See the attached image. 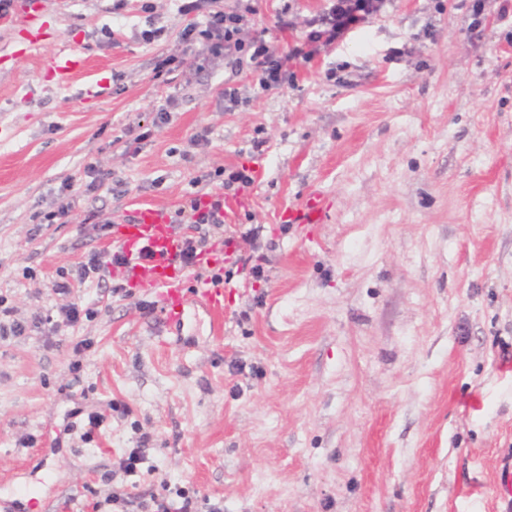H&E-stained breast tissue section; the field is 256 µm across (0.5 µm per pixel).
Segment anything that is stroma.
Listing matches in <instances>:
<instances>
[{"mask_svg": "<svg viewBox=\"0 0 512 512\" xmlns=\"http://www.w3.org/2000/svg\"><path fill=\"white\" fill-rule=\"evenodd\" d=\"M332 3L254 0L248 34L290 53ZM152 4L38 0L0 20V296L58 318L57 283L104 247L89 213L175 212L219 169H253L224 222L257 235L202 271L224 282L223 340L195 302L163 326L111 266L72 292L93 317L0 341V501L150 512L189 490L197 512H512V0H381L266 91L221 58L157 75L196 16ZM152 25L163 36L143 40ZM72 49L87 66L60 78ZM228 83L246 96L230 112ZM90 164L108 175L93 192ZM313 191L325 222H282ZM64 200L65 223L37 225Z\"/></svg>", "mask_w": 512, "mask_h": 512, "instance_id": "obj_1", "label": "stroma"}]
</instances>
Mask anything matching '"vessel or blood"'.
<instances>
[{"label": "vessel or blood", "instance_id": "1", "mask_svg": "<svg viewBox=\"0 0 512 512\" xmlns=\"http://www.w3.org/2000/svg\"><path fill=\"white\" fill-rule=\"evenodd\" d=\"M327 212L325 198L314 192L306 197L301 208L289 211L288 221L320 224ZM112 243L126 257L125 274L134 280L136 287L158 298L159 312L166 321L182 320L186 305L193 300L206 310L210 336L217 340L223 337L227 317L224 291L203 283L189 288L188 273L176 265L182 238L175 232L164 208L156 204L138 205L128 218L114 225ZM146 247L152 252L147 260L141 257V251Z\"/></svg>", "mask_w": 512, "mask_h": 512}]
</instances>
